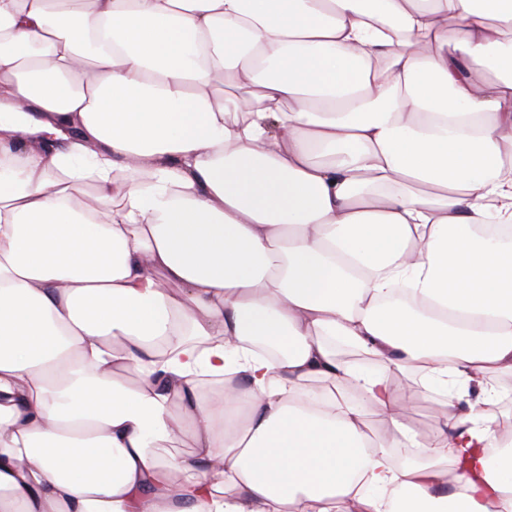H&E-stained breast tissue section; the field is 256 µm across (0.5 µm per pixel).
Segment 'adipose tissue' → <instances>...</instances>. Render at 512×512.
Returning a JSON list of instances; mask_svg holds the SVG:
<instances>
[{
  "label": "adipose tissue",
  "mask_w": 512,
  "mask_h": 512,
  "mask_svg": "<svg viewBox=\"0 0 512 512\" xmlns=\"http://www.w3.org/2000/svg\"><path fill=\"white\" fill-rule=\"evenodd\" d=\"M493 372L512 0H0V512H512ZM398 382L397 386L405 393L413 409L414 416H409L423 443L431 442L442 423L437 399L422 386L419 376L410 373Z\"/></svg>",
  "instance_id": "obj_1"
}]
</instances>
